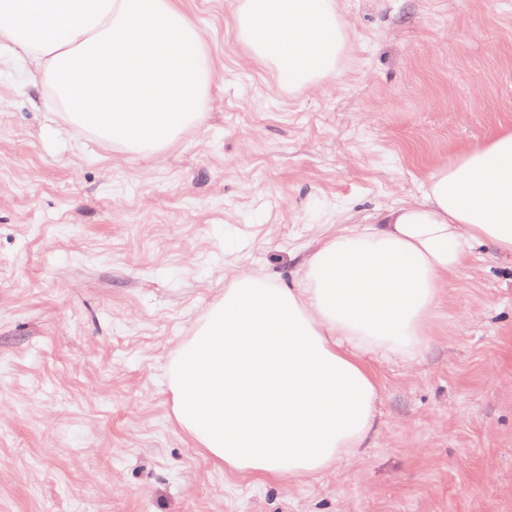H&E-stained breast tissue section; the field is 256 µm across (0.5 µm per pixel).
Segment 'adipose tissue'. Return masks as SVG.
Returning a JSON list of instances; mask_svg holds the SVG:
<instances>
[{"label":"adipose tissue","instance_id":"1","mask_svg":"<svg viewBox=\"0 0 512 512\" xmlns=\"http://www.w3.org/2000/svg\"><path fill=\"white\" fill-rule=\"evenodd\" d=\"M233 29L288 92L334 77L348 43L338 0H236ZM0 51L68 125L143 159L209 110L210 54L176 0H0ZM481 245L512 260V129L435 168L415 201L315 240L290 284L230 275L166 368L175 422L255 477L360 458L380 397L368 355L413 361Z\"/></svg>","mask_w":512,"mask_h":512}]
</instances>
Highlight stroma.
<instances>
[{
  "label": "stroma",
  "instance_id": "1",
  "mask_svg": "<svg viewBox=\"0 0 512 512\" xmlns=\"http://www.w3.org/2000/svg\"><path fill=\"white\" fill-rule=\"evenodd\" d=\"M210 115L157 160L44 106L0 55V512H512V263L449 274L418 361L372 364L377 434L336 473L220 468L171 416L164 368L225 274L290 281L512 127V0H341L339 73L281 91L235 0H178Z\"/></svg>",
  "mask_w": 512,
  "mask_h": 512
}]
</instances>
